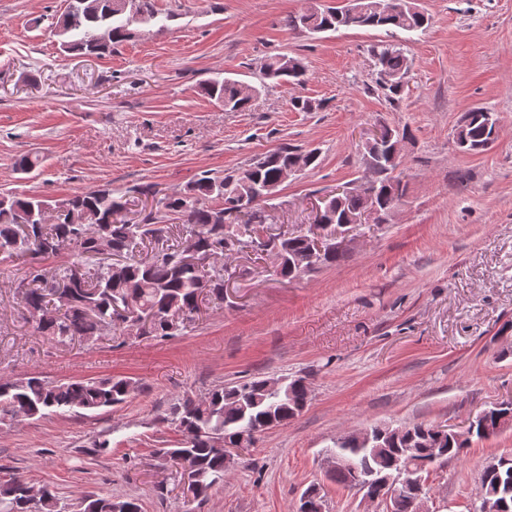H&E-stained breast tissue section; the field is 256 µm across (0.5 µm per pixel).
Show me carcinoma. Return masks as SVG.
I'll use <instances>...</instances> for the list:
<instances>
[{
    "label": "carcinoma",
    "instance_id": "cac0c4a2",
    "mask_svg": "<svg viewBox=\"0 0 512 512\" xmlns=\"http://www.w3.org/2000/svg\"><path fill=\"white\" fill-rule=\"evenodd\" d=\"M122 0H67L65 12L52 23L62 52L102 56L133 38L136 25L170 20L160 16L155 0H139V16L122 7ZM429 17L410 8L408 0H349L343 7H326L290 15L285 26L291 31L321 33L340 27L398 28L406 32L425 29ZM376 84L388 99L401 97L409 69L403 49L396 44H377L371 49ZM262 80L276 85H300L305 66L298 57L274 54L261 67ZM206 94L230 110H243L259 92L255 86L223 78L207 82ZM493 127L492 115L483 108L469 111L456 131L458 149L475 154L485 149ZM401 130L388 124L379 139L364 146L373 161L371 180L378 186V205L389 207L402 201L404 185L394 166L388 164V144ZM303 157L305 169L318 166L317 149L282 146L222 176L203 172L182 188L157 201L137 223L121 218L124 196L110 189L76 193L50 204L37 195L0 194V259H36L67 254V265L59 276H47L40 265H29L16 280L15 290L25 298L26 312L37 331L57 345L77 339L92 341L122 329L130 331L144 317L150 324L136 337L164 339L177 335L199 310V301L209 296L224 300V269L183 263L182 252L192 248L201 255L224 254V249L257 250L261 259L285 279L340 262L344 254L326 250L311 263L297 264L309 244L300 231L268 238L256 248L255 225L263 223L260 199L265 188L278 190L285 182L283 171ZM358 195L332 197L323 218L331 228L347 216L365 210ZM163 243L166 248L145 260L137 247ZM125 258L122 271L112 274L104 262L102 246ZM136 389L129 378L76 379L55 383L39 376L0 380V415L14 420L49 414L96 412L119 406ZM310 391L302 378L285 380L279 392L266 390V379L253 377L220 386L206 394L173 402L164 420L181 433L171 448H156L159 466L175 472L190 501H202L224 484V449L237 448L241 437L257 435L299 416L309 402ZM475 429L463 435L441 425L410 423L397 430L374 427L365 443L348 434L336 439L326 455L345 465L334 469L330 479L344 487L358 486L364 494L381 498L386 494L370 474L390 472L409 462L419 474L437 461L460 458L469 436L485 439L512 426V401L499 402L480 412ZM30 482L15 472L0 473V512H69V507L47 487L33 499L23 487ZM478 494L493 496L512 512V459L501 458L488 466ZM419 493L411 486L391 500L393 512H419ZM75 512H141L134 499L88 495Z\"/></svg>",
    "mask_w": 512,
    "mask_h": 512
}]
</instances>
